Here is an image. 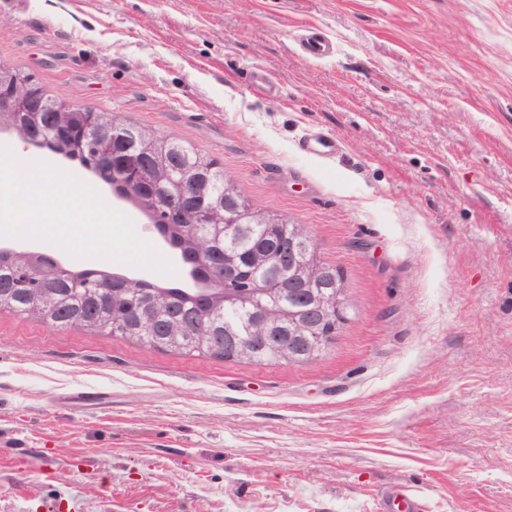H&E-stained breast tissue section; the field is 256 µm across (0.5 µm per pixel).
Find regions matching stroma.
I'll use <instances>...</instances> for the list:
<instances>
[{"mask_svg":"<svg viewBox=\"0 0 512 512\" xmlns=\"http://www.w3.org/2000/svg\"><path fill=\"white\" fill-rule=\"evenodd\" d=\"M0 63L218 159L353 301L319 357L269 365L0 312V512H387L400 486L512 512V0H0ZM24 152L173 258L97 175ZM301 149L317 158L329 159L337 156L341 150L340 141L336 138L316 133L302 145Z\"/></svg>","mask_w":512,"mask_h":512,"instance_id":"1","label":"stroma"}]
</instances>
